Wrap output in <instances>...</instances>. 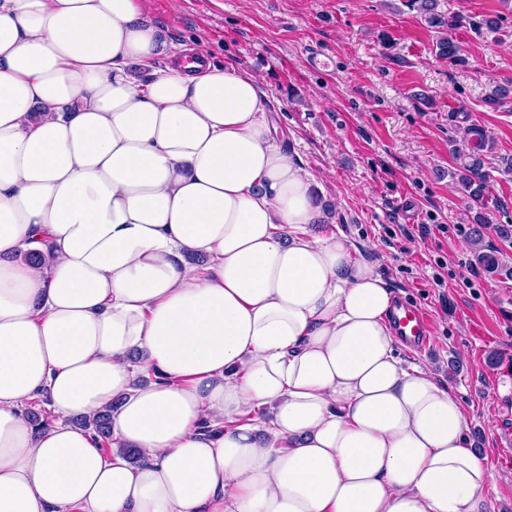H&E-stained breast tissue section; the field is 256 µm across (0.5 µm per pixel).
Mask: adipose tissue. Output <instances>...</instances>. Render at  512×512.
<instances>
[{"mask_svg":"<svg viewBox=\"0 0 512 512\" xmlns=\"http://www.w3.org/2000/svg\"><path fill=\"white\" fill-rule=\"evenodd\" d=\"M313 183L146 0H0V512H482L499 472ZM79 425L92 430L100 437L105 445L112 444V419L111 411L99 414L91 419H81Z\"/></svg>","mask_w":512,"mask_h":512,"instance_id":"obj_1","label":"adipose tissue"}]
</instances>
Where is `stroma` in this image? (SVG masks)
I'll return each mask as SVG.
<instances>
[{"label": "stroma", "instance_id": "1", "mask_svg": "<svg viewBox=\"0 0 512 512\" xmlns=\"http://www.w3.org/2000/svg\"><path fill=\"white\" fill-rule=\"evenodd\" d=\"M173 45L254 71L273 120L344 232L400 300L432 320L428 351L400 349L462 399L473 447L512 472V241L486 231L499 269L476 263L471 201L451 141L472 126L496 143L484 202L512 224V0H439L433 28L407 0H147ZM498 22L488 30L485 21ZM452 39L455 59L436 44ZM499 104L486 99L497 88Z\"/></svg>", "mask_w": 512, "mask_h": 512}]
</instances>
